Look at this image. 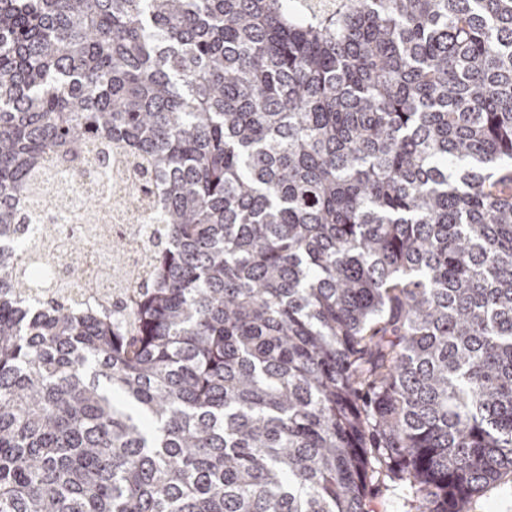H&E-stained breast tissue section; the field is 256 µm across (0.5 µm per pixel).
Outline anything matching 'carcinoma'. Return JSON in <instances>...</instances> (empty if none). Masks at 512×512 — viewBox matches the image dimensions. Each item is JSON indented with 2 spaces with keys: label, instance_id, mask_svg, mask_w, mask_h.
Masks as SVG:
<instances>
[{
  "label": "carcinoma",
  "instance_id": "cac0c4a2",
  "mask_svg": "<svg viewBox=\"0 0 512 512\" xmlns=\"http://www.w3.org/2000/svg\"><path fill=\"white\" fill-rule=\"evenodd\" d=\"M145 179L125 301L36 291ZM85 230L68 251L91 237ZM0 512H467L512 473V0H0ZM151 244V237L145 230L136 240L129 243L127 254L124 260L125 269L130 271L128 282L133 283L137 277L140 267L146 262L149 255L148 247ZM367 509L372 512H404V490L399 482L385 481L380 489L371 495Z\"/></svg>",
  "mask_w": 512,
  "mask_h": 512
}]
</instances>
